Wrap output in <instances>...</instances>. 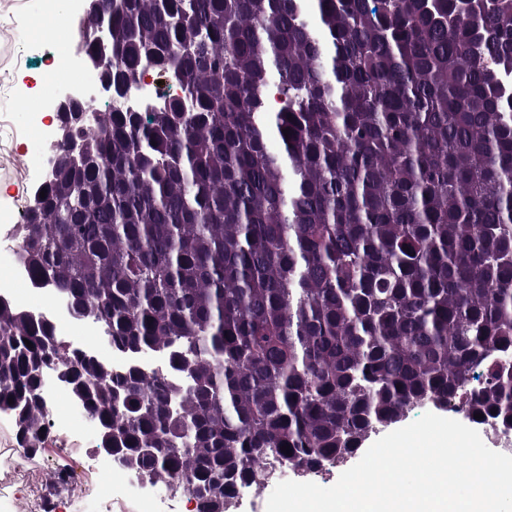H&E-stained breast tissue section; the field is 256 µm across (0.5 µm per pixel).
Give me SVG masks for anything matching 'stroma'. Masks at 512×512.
<instances>
[{
	"instance_id": "35a3bbf8",
	"label": "stroma",
	"mask_w": 512,
	"mask_h": 512,
	"mask_svg": "<svg viewBox=\"0 0 512 512\" xmlns=\"http://www.w3.org/2000/svg\"><path fill=\"white\" fill-rule=\"evenodd\" d=\"M47 24L38 0H0V248L8 244L13 225L21 223L48 156L33 124L34 114L50 107L39 96L41 87L68 67L84 84L95 77L76 57H62L65 34L53 43L39 42ZM49 406L55 426L33 456L19 447L12 416L0 411V512H40L44 499L52 502L51 512H78L83 502L111 503V512H154V492L126 485L112 464L101 460L83 469L85 454L97 442L66 436L73 404L63 389H51Z\"/></svg>"
}]
</instances>
